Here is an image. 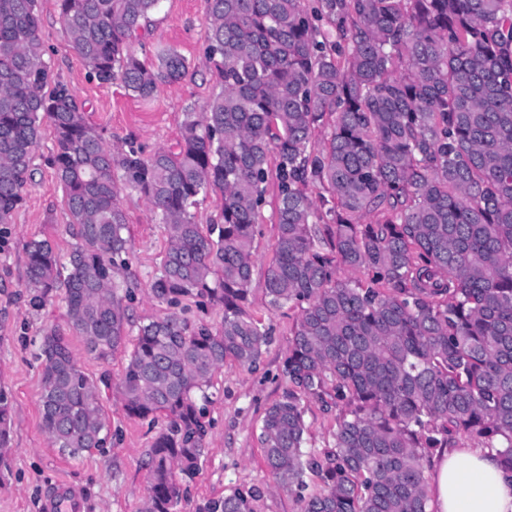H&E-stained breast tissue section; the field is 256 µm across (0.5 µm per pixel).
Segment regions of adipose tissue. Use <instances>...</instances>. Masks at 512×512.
<instances>
[{
    "instance_id": "1",
    "label": "adipose tissue",
    "mask_w": 512,
    "mask_h": 512,
    "mask_svg": "<svg viewBox=\"0 0 512 512\" xmlns=\"http://www.w3.org/2000/svg\"><path fill=\"white\" fill-rule=\"evenodd\" d=\"M433 512H512V476L495 450L453 445L429 468Z\"/></svg>"
}]
</instances>
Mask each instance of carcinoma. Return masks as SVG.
<instances>
[{"instance_id": "cac0c4a2", "label": "carcinoma", "mask_w": 512, "mask_h": 512, "mask_svg": "<svg viewBox=\"0 0 512 512\" xmlns=\"http://www.w3.org/2000/svg\"><path fill=\"white\" fill-rule=\"evenodd\" d=\"M159 2L59 6L97 79L146 100L187 68L173 49L154 65L134 48ZM204 42L220 93L185 113L176 148L116 155L65 85L45 91L38 0H0V225L22 205L46 120L79 239L64 263L49 239L28 241L31 302L64 289L67 325L97 361L125 345L119 169L166 225L151 296L224 308L215 334L176 312L138 326L118 392L129 417L167 419L142 512H177L205 455L214 373L229 360L256 369L270 342L248 296L273 181L265 296L297 309L291 388L259 434L279 487L321 479L302 512H427L425 464L458 436L497 449L512 473V0H208ZM210 191L223 206L205 232L190 209ZM36 359L50 444L73 460L105 448L108 379L81 369L57 327ZM305 398L338 410L322 457L304 450ZM10 411L0 391L1 452ZM254 501L237 489L204 512H254Z\"/></svg>"}]
</instances>
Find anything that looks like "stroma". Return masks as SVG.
<instances>
[{"label":"stroma","mask_w":512,"mask_h":512,"mask_svg":"<svg viewBox=\"0 0 512 512\" xmlns=\"http://www.w3.org/2000/svg\"><path fill=\"white\" fill-rule=\"evenodd\" d=\"M41 34L54 80L65 85L83 104L85 117L113 151L135 146L144 154L175 145L185 113L201 111L221 90L204 56L207 0H161L142 33L148 61L167 49L186 58L184 76L161 85L148 101L128 95L117 84L100 82L73 48L60 19L58 0H38ZM54 137L43 125L34 151V179L26 187L23 207L15 214L11 233L0 245V389L12 398L10 444L0 454V512H44L53 493L78 495L81 512H140L148 494L147 461L157 425L127 417L116 389L101 393L112 443L100 451L72 460L50 445L39 424V365L35 343L52 326L65 327L62 290H53L41 306H33L25 287V246L34 237H48L60 256L76 242L62 184L51 164ZM130 251L131 326L161 316L167 305L149 291L167 249L164 225L159 224L143 196L120 190ZM257 227L256 260L252 271L249 310L273 330V341L252 371L226 362L214 377L207 405L206 455L177 512H199L206 502L250 488L257 494L256 512H301L295 492L278 487L267 469L258 440L265 409L279 400L289 383L283 372L295 310L271 308L264 293L267 267L273 258L275 225L271 208H264ZM309 432L307 446L323 454L332 441L336 412L314 399L305 402Z\"/></svg>","instance_id":"stroma-1"}]
</instances>
